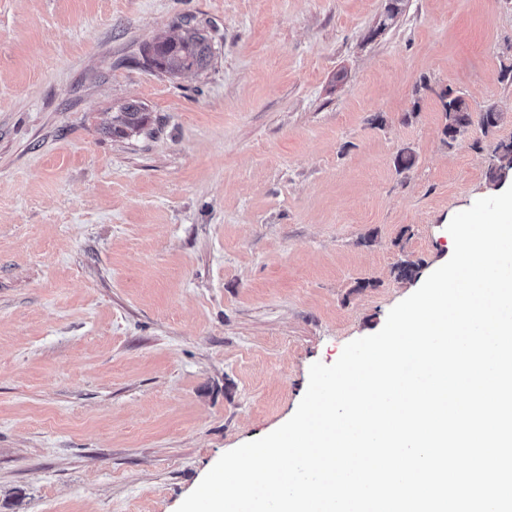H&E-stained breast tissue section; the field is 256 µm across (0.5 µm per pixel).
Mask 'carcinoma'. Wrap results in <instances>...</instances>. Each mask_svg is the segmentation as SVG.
Wrapping results in <instances>:
<instances>
[{
  "label": "carcinoma",
  "mask_w": 512,
  "mask_h": 512,
  "mask_svg": "<svg viewBox=\"0 0 512 512\" xmlns=\"http://www.w3.org/2000/svg\"><path fill=\"white\" fill-rule=\"evenodd\" d=\"M144 56L150 67L169 75H178L207 69L213 52L207 37L199 29L186 26L175 36L159 38L150 43L144 50ZM444 112L447 130L453 127L464 129L475 123L486 135L496 129L501 120V114L491 108L484 112L471 111L460 97L444 102ZM145 121V107L137 101H130L112 116L108 129L120 136L129 130L143 128ZM490 174L496 185L512 174V141H501L496 145L490 156Z\"/></svg>",
  "instance_id": "cac0c4a2"
}]
</instances>
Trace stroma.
Here are the masks:
<instances>
[{
	"instance_id": "1",
	"label": "stroma",
	"mask_w": 512,
	"mask_h": 512,
	"mask_svg": "<svg viewBox=\"0 0 512 512\" xmlns=\"http://www.w3.org/2000/svg\"><path fill=\"white\" fill-rule=\"evenodd\" d=\"M511 68L512 0H0V512H176L289 420L497 194ZM175 36L150 43L144 50L147 65L169 75L204 71L213 52L207 37L195 27H180ZM443 106L447 121L444 133L451 141H454V139L449 136L463 137L462 135L460 136V132L454 130H451L450 135H448V129H452L454 126L457 129H464L476 123L483 134L487 135L498 127L501 120V114L491 108L485 110L486 112H471L469 106L461 97L451 98L444 102ZM145 107L137 101H130L120 107L115 115H112V122L108 129L113 135H124L127 130H139L143 128L146 121ZM512 176V141L499 142L490 156V174L497 187Z\"/></svg>"
}]
</instances>
